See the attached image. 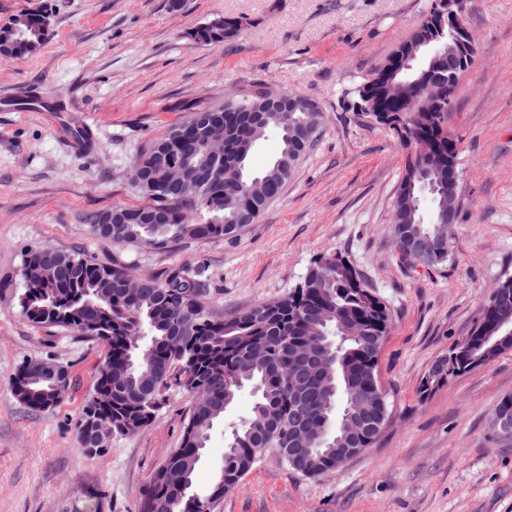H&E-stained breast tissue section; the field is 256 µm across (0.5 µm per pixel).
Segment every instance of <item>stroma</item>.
<instances>
[{
  "mask_svg": "<svg viewBox=\"0 0 512 512\" xmlns=\"http://www.w3.org/2000/svg\"><path fill=\"white\" fill-rule=\"evenodd\" d=\"M427 7L428 0H185L174 13L168 0H0V24L28 9L43 10L49 23L38 53L0 59V95L30 87L75 106L0 112V512H142L143 491L179 447L192 402L171 392L151 426L98 453L81 445L76 421L103 347L20 314L24 256L44 245L153 275L204 262L220 315L287 294L314 258L339 251L389 306L379 373L390 423L377 444L314 478L266 456L215 512H512V438L500 437L491 417L512 395V352L419 394L433 361L469 335L490 291L512 277V0H466L477 60L448 121L460 150V207L445 264L400 259L391 216L406 151L347 97ZM220 16L242 20L234 41L185 38ZM258 85L315 100L325 120L254 223L163 250L90 234L86 214L146 204L132 161L181 119V106H217ZM87 122L95 146L79 153L64 132ZM32 358L71 373L51 410L32 409L12 392ZM223 456L219 423L197 467L198 494L209 493Z\"/></svg>",
  "mask_w": 512,
  "mask_h": 512,
  "instance_id": "1",
  "label": "stroma"
}]
</instances>
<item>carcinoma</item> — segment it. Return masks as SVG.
<instances>
[{"instance_id":"cac0c4a2","label":"carcinoma","mask_w":512,"mask_h":512,"mask_svg":"<svg viewBox=\"0 0 512 512\" xmlns=\"http://www.w3.org/2000/svg\"><path fill=\"white\" fill-rule=\"evenodd\" d=\"M434 27L412 30L387 62L353 91V108L377 114V124L397 133L409 151L392 210V233L403 260L436 267L428 250L449 253L455 225L441 224L448 209V159H457L448 136V113L408 111V93L396 84L419 87L438 67L437 54L451 44L448 9ZM241 22L216 17L186 32L196 44L235 40ZM48 40L45 16L14 15L0 27V57L36 54ZM423 43L412 59L398 48ZM185 118L138 151L132 179L151 199L143 206H113L84 217L89 231L116 243L165 249L184 239L208 240L242 228L281 194L323 124L317 103L294 112L267 111L266 90L257 87L219 106L195 105ZM274 133L279 150L254 172L250 155ZM224 141V159L207 152ZM120 212L121 224H104ZM47 246L29 250L21 269L20 312L36 325L67 327L103 342L94 393L76 422L81 443L95 433V421L124 436L150 426L165 394L202 388L208 398L192 403L179 448L167 458L144 491V512H213L224 494L239 488L260 458L272 453L307 477L339 469L338 448H370L389 422L387 395L378 359L390 327V310L368 288L346 255L315 258L288 294L219 317L209 306L207 267L197 261L164 275H139L129 287L130 266L102 265L80 255L55 251L58 274L45 273ZM316 345L320 361L305 380L294 373L297 355ZM456 366L440 356L423 378L420 393L487 365L512 351V278L500 281L482 306L473 330L449 348ZM37 359L16 373L12 391L24 405L56 406L50 381L36 373ZM253 398L247 417L229 425L224 461L205 496L191 492L193 477L216 422L243 390Z\"/></svg>"}]
</instances>
